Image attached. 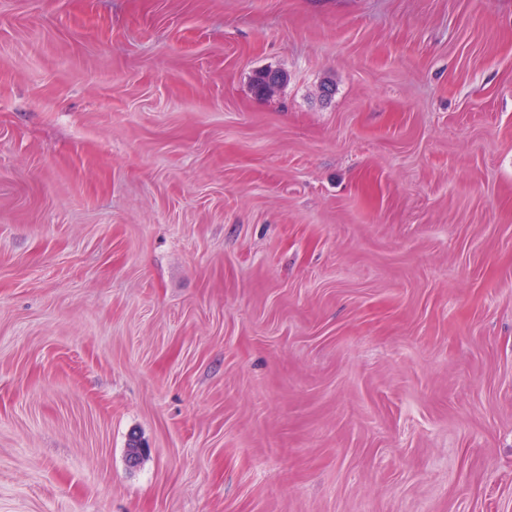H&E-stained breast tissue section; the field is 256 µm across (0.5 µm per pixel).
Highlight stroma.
I'll list each match as a JSON object with an SVG mask.
<instances>
[{"instance_id": "stroma-1", "label": "stroma", "mask_w": 512, "mask_h": 512, "mask_svg": "<svg viewBox=\"0 0 512 512\" xmlns=\"http://www.w3.org/2000/svg\"><path fill=\"white\" fill-rule=\"evenodd\" d=\"M0 512H512V0H0Z\"/></svg>"}]
</instances>
